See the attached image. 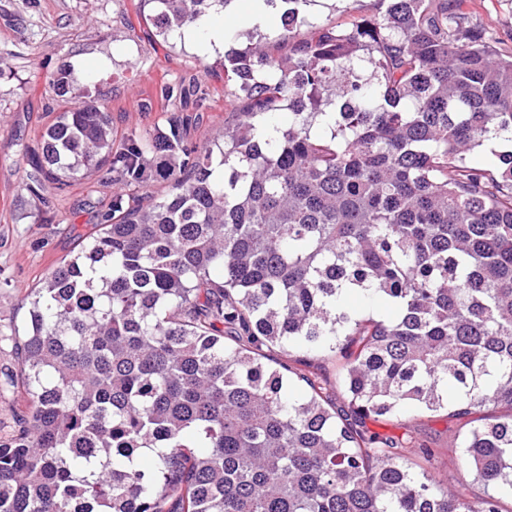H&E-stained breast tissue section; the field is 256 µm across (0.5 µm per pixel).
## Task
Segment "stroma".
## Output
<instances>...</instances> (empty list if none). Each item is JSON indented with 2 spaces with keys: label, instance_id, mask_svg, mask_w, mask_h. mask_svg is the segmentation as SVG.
Returning <instances> with one entry per match:
<instances>
[{
  "label": "stroma",
  "instance_id": "35a3bbf8",
  "mask_svg": "<svg viewBox=\"0 0 512 512\" xmlns=\"http://www.w3.org/2000/svg\"><path fill=\"white\" fill-rule=\"evenodd\" d=\"M375 10L374 0H324L309 9L317 27L347 28ZM463 10L498 48L512 52V0H466ZM62 69L84 76V92L106 101L118 134L166 126L168 112L154 104L164 76L198 79L209 96L193 113L187 140L213 137L230 113L240 111L224 82V55H203L177 41L163 43L151 11L139 0H0V435L14 429L18 395L8 377L17 368L15 347L28 324L27 296L86 233L99 208L98 174L70 181L54 196L56 216L45 221L42 202L22 187L28 156L57 114L49 74ZM383 432L411 434L434 448L431 471L444 486L471 482L458 448L469 426L447 412L405 409Z\"/></svg>",
  "mask_w": 512,
  "mask_h": 512
}]
</instances>
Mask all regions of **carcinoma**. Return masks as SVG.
I'll use <instances>...</instances> for the list:
<instances>
[{
	"instance_id": "carcinoma-1",
	"label": "carcinoma",
	"mask_w": 512,
	"mask_h": 512,
	"mask_svg": "<svg viewBox=\"0 0 512 512\" xmlns=\"http://www.w3.org/2000/svg\"><path fill=\"white\" fill-rule=\"evenodd\" d=\"M224 54L243 111L114 139L105 102L42 135L24 189L92 172L120 191L32 291L23 410L0 437V512H504L512 500V54L463 0H375L336 31ZM163 39L231 0H149ZM83 77H48L57 97ZM183 82L160 85L176 111ZM288 113V123L277 116ZM168 184L160 199L124 191ZM384 305L389 313H378ZM233 344L227 345L224 339ZM277 347L287 361L262 362ZM340 357L336 402L314 358ZM308 391L296 389L290 373ZM475 423L448 490L432 452L366 420Z\"/></svg>"
}]
</instances>
